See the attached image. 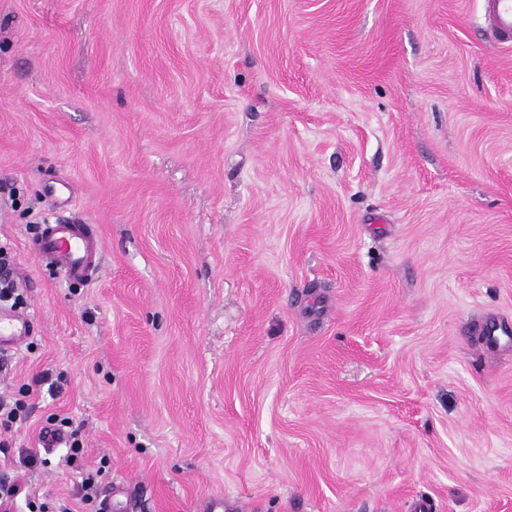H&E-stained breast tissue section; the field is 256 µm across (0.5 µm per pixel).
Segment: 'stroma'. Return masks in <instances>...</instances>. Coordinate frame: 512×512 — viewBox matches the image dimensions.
<instances>
[{
	"mask_svg": "<svg viewBox=\"0 0 512 512\" xmlns=\"http://www.w3.org/2000/svg\"><path fill=\"white\" fill-rule=\"evenodd\" d=\"M78 213L87 285L27 249ZM0 248L40 320L0 371L32 500L98 467L123 512H512L480 334L512 323V47L478 0H0Z\"/></svg>",
	"mask_w": 512,
	"mask_h": 512,
	"instance_id": "stroma-1",
	"label": "stroma"
}]
</instances>
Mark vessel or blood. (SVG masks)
Segmentation results:
<instances>
[{"label":"vessel or blood","instance_id":"1","mask_svg":"<svg viewBox=\"0 0 512 512\" xmlns=\"http://www.w3.org/2000/svg\"><path fill=\"white\" fill-rule=\"evenodd\" d=\"M482 15L500 44H512V0H480ZM35 258L71 282H93L100 271L101 241L82 216L40 225L31 242ZM39 328L36 314L0 307V354L19 349Z\"/></svg>","mask_w":512,"mask_h":512}]
</instances>
